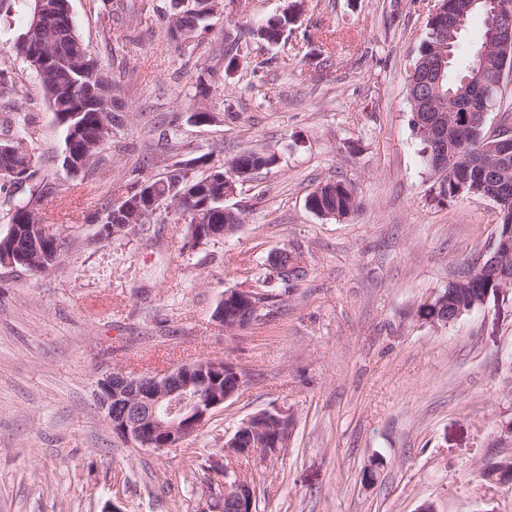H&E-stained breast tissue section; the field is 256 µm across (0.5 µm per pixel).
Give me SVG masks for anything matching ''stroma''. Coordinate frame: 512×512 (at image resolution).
Returning <instances> with one entry per match:
<instances>
[{
  "label": "stroma",
  "instance_id": "1",
  "mask_svg": "<svg viewBox=\"0 0 512 512\" xmlns=\"http://www.w3.org/2000/svg\"><path fill=\"white\" fill-rule=\"evenodd\" d=\"M283 5L224 0L176 40L169 0H70L125 104L99 167L71 179L64 128L14 48L31 2L0 0V69L17 88L0 95V140L23 135L39 175L71 187L41 206L69 236L60 267L0 265V512H199L205 466L225 464L255 488L258 512H512V477L483 475L512 460V290L445 326L417 314L459 262L489 251L499 220L489 200L436 198L411 129L408 76L439 0H304L286 43L251 39ZM228 32L246 56L231 80ZM197 108L213 121L196 123ZM249 149L277 161L239 185L235 235L191 244L163 208L137 234L93 239L91 217L122 200L133 171L158 178ZM341 178L357 209L310 212L318 184ZM281 249L306 270L290 288L261 279ZM234 288L272 299L228 334L213 313ZM200 357L248 381L195 437L153 451L113 434L103 375ZM276 409L292 418L279 453L226 461L240 423Z\"/></svg>",
  "mask_w": 512,
  "mask_h": 512
}]
</instances>
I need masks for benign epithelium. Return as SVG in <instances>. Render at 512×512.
Masks as SVG:
<instances>
[{
    "label": "benign epithelium",
    "instance_id": "7a95c632",
    "mask_svg": "<svg viewBox=\"0 0 512 512\" xmlns=\"http://www.w3.org/2000/svg\"><path fill=\"white\" fill-rule=\"evenodd\" d=\"M486 6L487 27L491 40L503 56H512V5L506 0H480ZM448 45H443L440 56L428 69V81L440 86L445 77ZM466 112H476L485 118L492 109L489 93L474 91L461 103ZM428 133L438 149L431 162L441 171L445 167L444 120L435 116L428 122ZM487 139L498 146L499 156L506 162L512 158V129L505 127L490 132ZM149 208L157 211L171 200L182 199L179 184L170 189V195L157 196L150 189L145 193ZM263 294L251 289H235L224 294L214 321L226 332L240 329L239 316L254 308L263 309ZM112 381L110 392L102 397L107 417L112 421L114 434L133 448L161 450L176 448L203 428L213 412L227 400L235 397L245 386L247 372L240 366L209 357L178 365L163 373L141 376L123 371L108 374ZM263 415L245 419L239 430H249L254 436V447L241 448L238 436L224 442L228 457H271L277 454L288 438V427L267 428L259 423ZM224 498L235 504V512H253L254 495L250 486L240 483L224 485Z\"/></svg>",
    "mask_w": 512,
    "mask_h": 512
}]
</instances>
